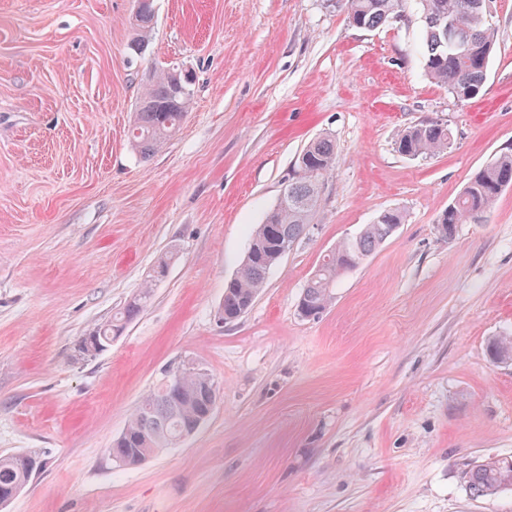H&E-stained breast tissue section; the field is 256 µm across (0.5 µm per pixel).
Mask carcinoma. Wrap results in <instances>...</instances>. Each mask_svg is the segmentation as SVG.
Returning <instances> with one entry per match:
<instances>
[{
	"label": "carcinoma",
	"instance_id": "1",
	"mask_svg": "<svg viewBox=\"0 0 512 512\" xmlns=\"http://www.w3.org/2000/svg\"><path fill=\"white\" fill-rule=\"evenodd\" d=\"M411 0H346L354 26L371 30L385 25L406 11ZM423 22V67L426 76L444 85L460 101L478 97L483 91L490 61L495 53L497 31L487 17L495 0H417ZM153 21L152 6L140 14L130 48L138 51L148 37ZM191 79L174 68L154 71L147 77L135 105L131 130L132 146L144 159L153 156L180 129L191 104ZM448 127L430 122L411 127L395 142L399 153L419 157L432 155L448 145ZM336 164L331 139L318 138L297 157V176L285 187L279 203L257 226L237 275L224 286L220 318L232 323L252 306L264 288L270 270L309 232L318 206L320 184ZM512 186V153L504 152L481 168L459 198L438 219V233L452 239L457 225L484 217L500 194ZM403 221V214L385 210L365 225L359 234L325 255L300 297L298 312L315 318L332 303L337 279L358 268L389 238ZM152 297L147 285L132 297L115 322L90 336L104 348L112 333L136 316ZM487 352L494 361L512 359V338L496 337ZM215 380L206 372H187L173 387L165 382L142 399L126 428L112 442L109 456L122 466L138 465L160 450L176 448L193 435L212 414ZM42 465L37 451L0 455V488H25L34 475L29 459ZM474 497L492 496L512 487V460L488 459L465 475Z\"/></svg>",
	"mask_w": 512,
	"mask_h": 512
}]
</instances>
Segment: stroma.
<instances>
[{"label":"stroma","instance_id":"35a3bbf8","mask_svg":"<svg viewBox=\"0 0 512 512\" xmlns=\"http://www.w3.org/2000/svg\"><path fill=\"white\" fill-rule=\"evenodd\" d=\"M134 54V0H0V454L45 465L0 512H512L463 474L512 458V187L441 239L470 178L512 150V0L480 96L424 74L417 6L377 29L341 0H153ZM194 77L176 136L129 144L143 79ZM437 121L450 141H395ZM336 145L310 232L252 307L218 318L250 235L305 146ZM404 221L298 313L323 256L382 211ZM177 249L158 281V259ZM151 285L111 346L76 340ZM178 366L220 387L211 417L136 466L109 456L144 396ZM448 139L446 125L430 122L404 130L396 140L395 146L399 153L406 156H427L446 148Z\"/></svg>","mask_w":512,"mask_h":512}]
</instances>
